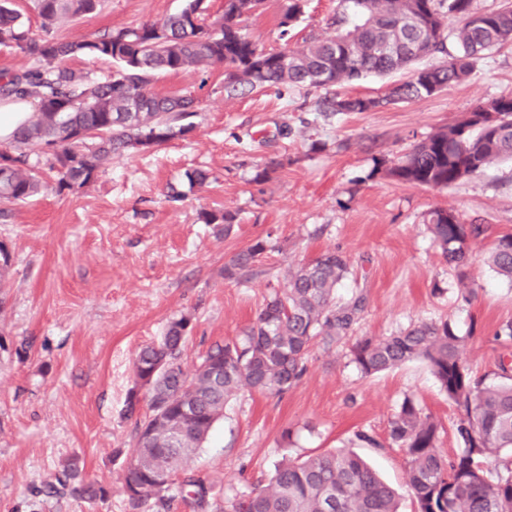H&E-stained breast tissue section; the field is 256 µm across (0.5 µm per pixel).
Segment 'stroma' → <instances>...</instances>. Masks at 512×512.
Masks as SVG:
<instances>
[{"mask_svg": "<svg viewBox=\"0 0 512 512\" xmlns=\"http://www.w3.org/2000/svg\"><path fill=\"white\" fill-rule=\"evenodd\" d=\"M282 3L265 0L245 22L260 48L332 35L338 0H307L285 35ZM183 4L101 0L96 13L61 34L153 22ZM154 89L199 96L195 135L114 156L85 191L49 189L0 218V243L13 257L0 289V512H132L122 477L135 421L124 405L140 348L160 340L172 318L186 317L182 358L193 367L212 345L239 339L290 270L327 250L344 252L352 264L338 297L365 298L353 338L379 340L443 318L466 337L464 358L475 374L512 359V345L494 339L512 320V282L485 263L496 238L512 233V162L448 188L385 174L429 134L512 93V41L464 82L371 112L327 115L316 109L320 92L297 89L229 98L220 68L166 74ZM273 160L278 169L255 182ZM195 168L210 172L209 187L190 188L184 174ZM173 189L181 201H170ZM436 208L486 227L471 247V301L460 299L455 272L432 242L426 220ZM204 209L234 213L232 231L202 223ZM259 240L269 249L258 274L225 279V265ZM408 396L432 415L439 447L453 455L458 412L425 362L366 377L351 361L349 342H316L306 373L282 396L244 391L226 406L190 464L211 488L208 512H224L225 498L266 486L282 455L337 449L361 430L384 438ZM358 452L397 491L401 512H416L404 451ZM74 458L85 483L108 490L105 502L44 494Z\"/></svg>", "mask_w": 512, "mask_h": 512, "instance_id": "obj_1", "label": "stroma"}]
</instances>
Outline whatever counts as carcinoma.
Wrapping results in <instances>:
<instances>
[{
    "label": "carcinoma",
    "instance_id": "carcinoma-1",
    "mask_svg": "<svg viewBox=\"0 0 512 512\" xmlns=\"http://www.w3.org/2000/svg\"><path fill=\"white\" fill-rule=\"evenodd\" d=\"M264 0H224V13L208 22L205 0H185L182 9L161 20L120 27L97 37L64 39L60 27L89 15L100 0H34L41 34L26 28L14 0H0V44L32 57L24 71L0 70V104L27 102L31 115L0 149V203L23 204L45 187L27 148L37 146L55 172L57 193L92 185L112 156L146 151L197 129L199 100L191 93L158 95L159 75L189 68L224 67L229 97L260 89H330L367 75L384 76L412 69L409 81L379 97L324 98L322 112H369L433 96L464 81L478 60L512 41V0L495 11L473 10V0H341L333 18L336 34L312 37L304 45L275 52L260 49L243 22L259 13ZM305 0H286L279 27L285 35L304 14ZM453 49H448V39ZM445 60L416 69L421 59ZM75 58L112 63L104 78L67 66ZM139 111L128 112L129 100ZM495 112L493 128L479 123ZM503 160L512 161V95L477 107L460 122L440 129L386 169L394 180L414 186L447 188ZM206 224L232 228L229 212L203 211ZM428 229L457 275L459 292L470 299L471 244L485 233L453 210L433 209ZM266 243L258 240L224 266V278L246 280L255 273ZM486 263L512 281V234L498 237ZM351 273L349 258L327 250L298 266L285 289L273 291L256 319L235 342L212 346L188 370L182 361L188 319L169 322L164 336L143 346L134 359L135 385L125 400L136 421V442L125 470L123 490L132 509L151 500L161 505L178 476L179 493L190 496L198 512L209 507V488L189 473L227 404L239 392L279 396L307 369L312 343L346 338L364 309V297L343 302L336 292ZM465 338L446 320L422 322L381 340L362 339L350 349L361 374L371 376L422 359L442 391L461 411L455 424L457 452L449 458L438 448V424L411 397L388 423L386 441L404 449L408 485L417 512H512V368L501 362L494 376L472 375L463 358ZM168 371L154 374L159 363ZM490 455L503 456L502 470L491 478L484 467ZM73 460L48 492L70 489L80 499L105 500L108 491L86 485ZM225 512H399L394 491L352 451H324L283 458L268 485L257 493L233 495Z\"/></svg>",
    "mask_w": 512,
    "mask_h": 512
}]
</instances>
